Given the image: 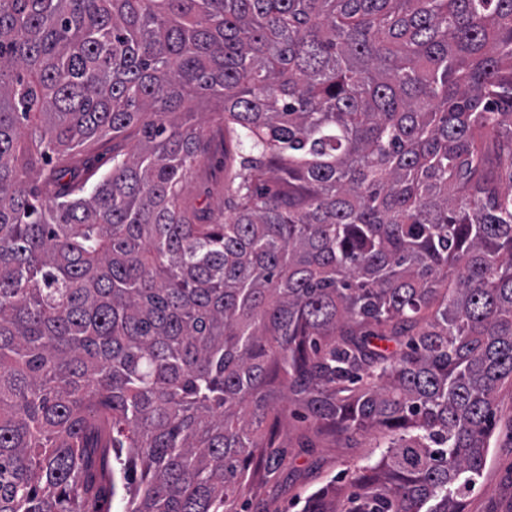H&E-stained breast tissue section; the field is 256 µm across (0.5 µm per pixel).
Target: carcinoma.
I'll list each match as a JSON object with an SVG mask.
<instances>
[{
	"mask_svg": "<svg viewBox=\"0 0 512 512\" xmlns=\"http://www.w3.org/2000/svg\"><path fill=\"white\" fill-rule=\"evenodd\" d=\"M508 383L512 0H0V512H243L292 403L303 512H462ZM205 127V158L197 168L186 194L189 205L220 218L224 193L228 183V157L224 158L225 134L221 126L212 122ZM307 427L296 418L283 422L280 441L287 453L279 479L251 485L246 493L249 512H302L313 491L335 478L348 482L374 449L369 435H318Z\"/></svg>",
	"mask_w": 512,
	"mask_h": 512,
	"instance_id": "1",
	"label": "carcinoma"
}]
</instances>
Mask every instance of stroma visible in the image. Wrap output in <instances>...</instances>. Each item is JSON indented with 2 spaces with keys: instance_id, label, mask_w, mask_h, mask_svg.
I'll use <instances>...</instances> for the list:
<instances>
[{
  "instance_id": "obj_1",
  "label": "stroma",
  "mask_w": 512,
  "mask_h": 512,
  "mask_svg": "<svg viewBox=\"0 0 512 512\" xmlns=\"http://www.w3.org/2000/svg\"><path fill=\"white\" fill-rule=\"evenodd\" d=\"M225 134L205 125V157L186 199L189 205L219 216L228 183ZM280 440L287 448L278 480L254 482L247 492L250 512H302L306 498L330 480L349 481L372 452L368 435H318L306 423L285 420ZM464 512H512V387L497 397L487 465L463 502Z\"/></svg>"
}]
</instances>
